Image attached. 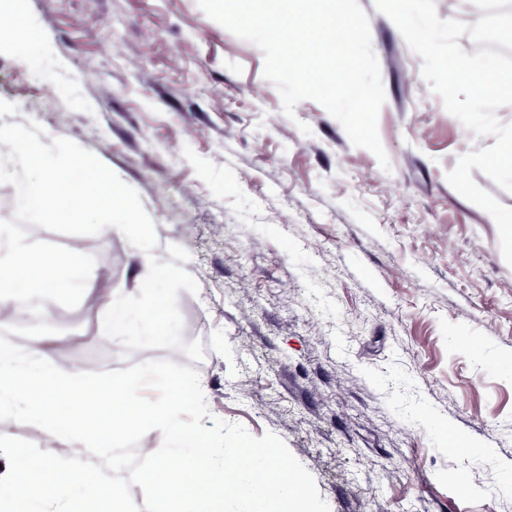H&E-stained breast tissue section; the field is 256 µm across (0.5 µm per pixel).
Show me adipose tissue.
<instances>
[{
  "label": "adipose tissue",
  "instance_id": "1",
  "mask_svg": "<svg viewBox=\"0 0 512 512\" xmlns=\"http://www.w3.org/2000/svg\"><path fill=\"white\" fill-rule=\"evenodd\" d=\"M53 267L68 270V278L50 276L49 270ZM73 288L89 293L97 292L99 288V273L92 249L79 246L59 256L27 247L0 252V306L10 303V294L15 290L60 293ZM101 314L110 336H123L147 328L143 313L109 297L102 301Z\"/></svg>",
  "mask_w": 512,
  "mask_h": 512
}]
</instances>
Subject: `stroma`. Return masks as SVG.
I'll return each mask as SVG.
<instances>
[{
    "label": "stroma",
    "instance_id": "obj_1",
    "mask_svg": "<svg viewBox=\"0 0 512 512\" xmlns=\"http://www.w3.org/2000/svg\"><path fill=\"white\" fill-rule=\"evenodd\" d=\"M359 3L389 168L319 103L287 116L261 49L198 0H15L0 123L38 122L138 191L159 260L190 254L199 291L177 304L210 413L282 438L330 512H512V266L446 179L495 139L449 114L395 23ZM93 240L109 294H137L133 247ZM43 318L64 371L188 362L125 352L93 297Z\"/></svg>",
    "mask_w": 512,
    "mask_h": 512
}]
</instances>
